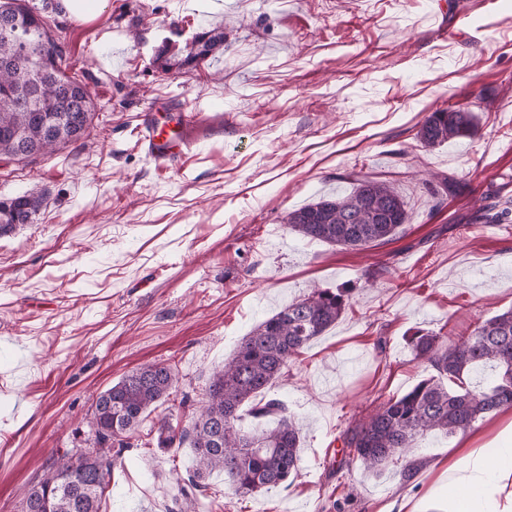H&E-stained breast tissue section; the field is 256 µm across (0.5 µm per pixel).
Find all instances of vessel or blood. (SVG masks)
<instances>
[{"mask_svg":"<svg viewBox=\"0 0 512 512\" xmlns=\"http://www.w3.org/2000/svg\"><path fill=\"white\" fill-rule=\"evenodd\" d=\"M175 133L159 127L152 114H144L140 130V145L147 158L157 167L169 169L178 165L192 142L204 133L217 129L221 116L202 118L195 112H180L172 117Z\"/></svg>","mask_w":512,"mask_h":512,"instance_id":"1","label":"vessel or blood"}]
</instances>
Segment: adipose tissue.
<instances>
[{
    "label": "adipose tissue",
    "mask_w": 512,
    "mask_h": 512,
    "mask_svg": "<svg viewBox=\"0 0 512 512\" xmlns=\"http://www.w3.org/2000/svg\"><path fill=\"white\" fill-rule=\"evenodd\" d=\"M390 512H512V424L492 452L473 448L445 464L440 484L423 498L396 499Z\"/></svg>",
    "instance_id": "ef3b65f1"
}]
</instances>
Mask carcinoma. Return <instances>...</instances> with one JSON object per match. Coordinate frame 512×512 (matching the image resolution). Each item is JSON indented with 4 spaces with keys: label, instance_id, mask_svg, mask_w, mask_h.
Here are the masks:
<instances>
[{
    "label": "carcinoma",
    "instance_id": "carcinoma-1",
    "mask_svg": "<svg viewBox=\"0 0 512 512\" xmlns=\"http://www.w3.org/2000/svg\"><path fill=\"white\" fill-rule=\"evenodd\" d=\"M57 10L50 0H10L0 11L17 17L15 36L0 37V58L12 66L0 69V156L17 157L20 142L43 156L89 136L97 111L87 86L62 67L64 49L46 26L44 14ZM224 53V31L197 34L179 59L158 52L166 71L175 65L190 70L200 61ZM474 113L433 112L420 125L417 138L426 147L472 137ZM353 191L321 197L288 212L287 228L301 238L342 248L360 249L395 236L408 220L405 203L394 184L376 174L352 172ZM43 206L42 197L27 193L0 200V236L18 224H31ZM350 288H314L259 322L215 370L205 404L180 426L175 406L161 418L158 445L171 448L189 443L196 468L189 479L180 512H208L210 503L198 496L201 481L211 472L224 473L235 493L259 495L286 486L300 464V431L277 399H258L284 374L288 361L336 325L350 306ZM413 357L434 374L417 381L405 393L381 402L366 418L351 425L343 437L345 457L339 466L357 462L379 472L390 462L412 454L417 438L433 433L464 432L503 406L512 404V308L481 320L466 336L448 340L434 332L416 331L409 339ZM179 378L164 364L138 369L101 392L92 404L90 426L95 448L71 462L65 451L46 466L26 499L23 512H100L116 460L112 449L131 447V439L153 411L170 401ZM250 406L256 419L277 418L273 428L248 431L241 425L242 409ZM74 466L82 478L68 482Z\"/></svg>",
    "mask_w": 512,
    "mask_h": 512
}]
</instances>
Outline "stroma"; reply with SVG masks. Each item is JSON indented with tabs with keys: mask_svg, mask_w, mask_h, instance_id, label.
Returning a JSON list of instances; mask_svg holds the SVG:
<instances>
[{
	"mask_svg": "<svg viewBox=\"0 0 512 512\" xmlns=\"http://www.w3.org/2000/svg\"><path fill=\"white\" fill-rule=\"evenodd\" d=\"M55 21L99 110L87 139L0 157V199H44L0 237V512H22L53 451L93 447L99 393L165 364L190 416L242 337L314 285L354 295L265 392L301 429L299 474L254 497L211 474L210 512H386L424 495L457 436L422 440L408 482L396 464L336 462L355 418L431 374L412 331L452 337L512 307V0H100ZM213 28L223 55L158 68L161 48ZM158 101L223 114L224 130L157 168L139 127ZM443 109L473 112L475 135L421 147ZM360 169L395 180L401 232L355 250L288 232L289 211L349 193ZM165 413L121 451L102 512H179L195 454L158 446Z\"/></svg>",
	"mask_w": 512,
	"mask_h": 512,
	"instance_id": "1",
	"label": "stroma"
}]
</instances>
